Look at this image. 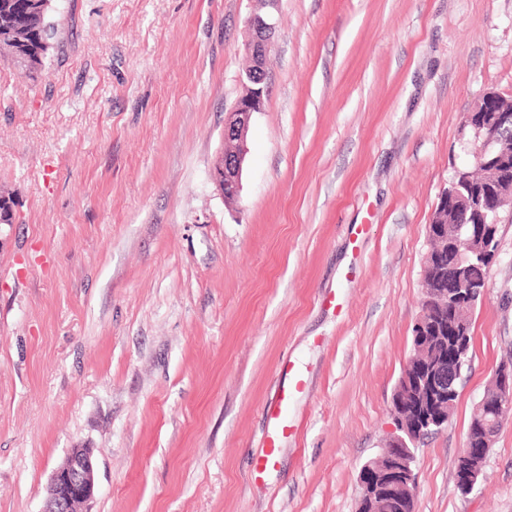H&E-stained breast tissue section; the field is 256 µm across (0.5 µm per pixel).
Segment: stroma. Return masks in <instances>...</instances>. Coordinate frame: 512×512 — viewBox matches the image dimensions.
I'll return each mask as SVG.
<instances>
[{
    "label": "stroma",
    "instance_id": "stroma-1",
    "mask_svg": "<svg viewBox=\"0 0 512 512\" xmlns=\"http://www.w3.org/2000/svg\"><path fill=\"white\" fill-rule=\"evenodd\" d=\"M255 6L60 0L37 79L0 56V512H41L73 448L93 451L92 512H357L395 430L428 226L473 162L463 117L512 98V0L267 6L268 88L228 204L210 170ZM498 240L415 512H512V418L471 494L454 472L512 356L511 222ZM286 360L306 382L296 432L253 480ZM499 393L497 392L496 386L492 384V386L487 390V392L484 394L482 399L475 405L471 419L470 424L466 433V440H468L469 445L471 448H468V445L465 444V447L467 448L468 453L476 452L480 453L483 456H486L490 448H482V444L480 442V434H479V427L482 426L481 419L484 415L486 407H479L478 404L482 400H487L489 402H493L495 398L499 397Z\"/></svg>",
    "mask_w": 512,
    "mask_h": 512
}]
</instances>
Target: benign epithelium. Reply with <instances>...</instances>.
Wrapping results in <instances>:
<instances>
[{"label": "benign epithelium", "instance_id": "benign-epithelium-1", "mask_svg": "<svg viewBox=\"0 0 512 512\" xmlns=\"http://www.w3.org/2000/svg\"><path fill=\"white\" fill-rule=\"evenodd\" d=\"M276 26L272 17L261 11L253 12L245 25V49L250 57V66L241 76L243 93L238 97L224 118V145L230 151H222L211 169L210 179L225 202L237 201L242 188L243 164L247 154L246 138L252 116L263 110L267 93V58L274 46ZM512 126V100L499 93L485 94L466 113L463 129L470 133L472 154L477 162L488 168L491 181L512 175V147L498 137V131ZM466 172L454 170L448 188L439 197L437 208L452 214L451 225L432 223L430 235L443 229L459 238L465 237L477 246L469 252L457 253L453 263V280L449 289L437 294L439 304L461 302L476 305L484 294L487 281L473 278L475 263L492 266L498 257L496 225L512 220V190L493 195L488 200H475L462 187ZM434 327L430 307H422L413 328L412 343L428 335ZM469 331L462 327L453 338V353L458 365L457 372L448 373V367L435 364H417L409 360L400 377V390L414 387L422 404L446 406L449 397L455 395V380L461 378L468 365ZM494 382L503 390L504 396L489 405L495 421L500 422L512 415V371L503 368L496 371ZM397 433L390 439V448L384 459L372 460L360 470L359 483L364 489L371 486V474L378 473L388 482L391 491H404L415 495L414 462L418 443L427 435L436 434L448 424V417L436 409L416 423H409L404 411L402 396L392 400ZM96 495L94 460L89 448H74L66 460L56 468L49 481L47 496L41 512H90L89 504Z\"/></svg>", "mask_w": 512, "mask_h": 512}]
</instances>
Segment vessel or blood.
Listing matches in <instances>:
<instances>
[{"label": "vessel or blood", "instance_id": "vessel-or-blood-1", "mask_svg": "<svg viewBox=\"0 0 512 512\" xmlns=\"http://www.w3.org/2000/svg\"><path fill=\"white\" fill-rule=\"evenodd\" d=\"M279 376L282 383L263 408L265 435L260 451L253 458V472L257 475L275 468L283 442L293 433L290 422L291 408L304 386L292 364L282 365Z\"/></svg>", "mask_w": 512, "mask_h": 512}]
</instances>
